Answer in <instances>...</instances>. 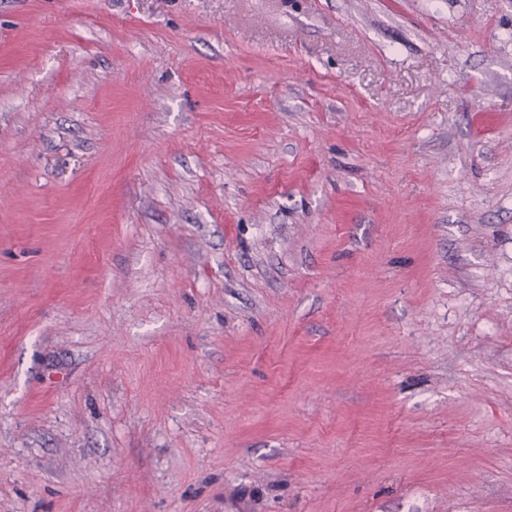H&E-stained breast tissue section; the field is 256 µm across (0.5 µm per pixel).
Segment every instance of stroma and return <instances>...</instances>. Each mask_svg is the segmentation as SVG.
I'll list each match as a JSON object with an SVG mask.
<instances>
[{
  "label": "stroma",
  "mask_w": 512,
  "mask_h": 512,
  "mask_svg": "<svg viewBox=\"0 0 512 512\" xmlns=\"http://www.w3.org/2000/svg\"><path fill=\"white\" fill-rule=\"evenodd\" d=\"M0 512H512V0H0Z\"/></svg>",
  "instance_id": "stroma-1"
}]
</instances>
